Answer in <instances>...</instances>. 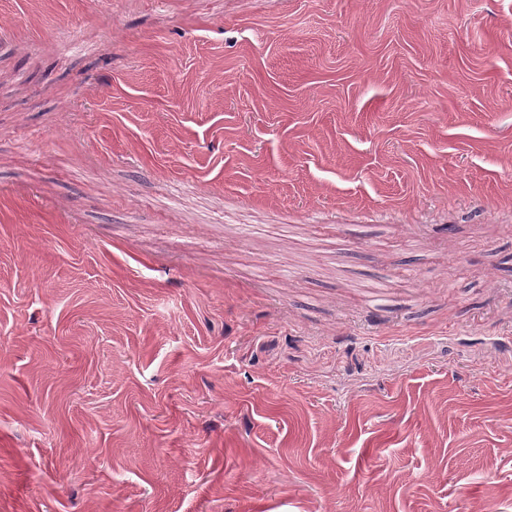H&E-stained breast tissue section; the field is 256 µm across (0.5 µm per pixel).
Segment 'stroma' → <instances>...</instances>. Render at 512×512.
Wrapping results in <instances>:
<instances>
[{"label": "stroma", "mask_w": 512, "mask_h": 512, "mask_svg": "<svg viewBox=\"0 0 512 512\" xmlns=\"http://www.w3.org/2000/svg\"><path fill=\"white\" fill-rule=\"evenodd\" d=\"M512 0H0V512H512Z\"/></svg>", "instance_id": "obj_1"}]
</instances>
